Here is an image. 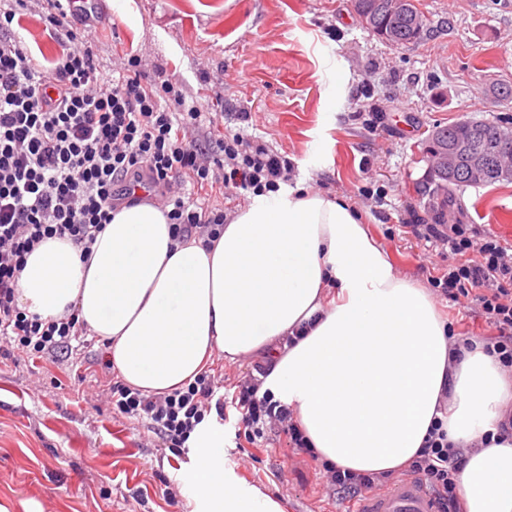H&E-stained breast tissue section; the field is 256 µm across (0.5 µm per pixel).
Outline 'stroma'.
Masks as SVG:
<instances>
[{"instance_id": "1", "label": "stroma", "mask_w": 512, "mask_h": 512, "mask_svg": "<svg viewBox=\"0 0 512 512\" xmlns=\"http://www.w3.org/2000/svg\"><path fill=\"white\" fill-rule=\"evenodd\" d=\"M111 20L89 37L99 73L125 56L179 80L201 103L221 98L220 130L243 132L288 157L294 184L341 197L361 217L398 274L421 286L456 258L406 230L428 217L415 186L433 127L464 119L512 126L491 83H512V11L502 0H417L430 33L393 47L364 29L351 0H108ZM46 66L58 51L38 14L11 27ZM385 120L378 130L373 113ZM449 222L512 245V182L459 190ZM453 336L488 327L467 299L435 297ZM102 340L66 358L0 352V505L9 512H192L180 477L188 455L159 446L144 420L78 399L102 373ZM224 432V464L280 499L286 512H349L353 497L327 487L321 462L272 434L256 462Z\"/></svg>"}]
</instances>
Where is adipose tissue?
<instances>
[{
	"instance_id": "ef3b65f1",
	"label": "adipose tissue",
	"mask_w": 512,
	"mask_h": 512,
	"mask_svg": "<svg viewBox=\"0 0 512 512\" xmlns=\"http://www.w3.org/2000/svg\"><path fill=\"white\" fill-rule=\"evenodd\" d=\"M91 259L42 242L18 306L77 312L109 344L127 385L152 394L194 381L214 354L268 359L261 391L292 411L320 461L377 475L418 456L446 402L463 446L466 512H512V442L481 446L512 398V374L481 344L453 357L426 288L399 277L341 198L304 187L254 196L221 238L173 243L157 208L120 207ZM193 512H285L224 467V427L207 417L186 442Z\"/></svg>"
}]
</instances>
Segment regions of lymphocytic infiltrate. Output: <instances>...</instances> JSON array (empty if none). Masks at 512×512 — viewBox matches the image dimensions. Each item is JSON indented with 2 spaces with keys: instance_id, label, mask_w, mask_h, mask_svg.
<instances>
[{
  "instance_id": "obj_1",
  "label": "lymphocytic infiltrate",
  "mask_w": 512,
  "mask_h": 512,
  "mask_svg": "<svg viewBox=\"0 0 512 512\" xmlns=\"http://www.w3.org/2000/svg\"><path fill=\"white\" fill-rule=\"evenodd\" d=\"M41 20L60 51L51 66L33 60L21 38L9 34L29 0L0 7V340L28 356L69 354L91 330L76 314L44 319L17 305L26 258L49 238L71 241L89 257L91 246L119 205H134L138 186L152 188L177 242L214 243L228 217L212 199L230 192H278L293 165L284 155L239 133L212 137V113L187 102L179 83H152L139 56L118 74H98L84 31L67 27L68 0H47ZM413 233L449 247L456 265L432 277L452 298H471L491 330L485 351L512 367V252L496 237L474 240L463 224H416ZM255 376L222 391L200 373L185 388L163 395L116 382L102 390L128 416L149 419L168 448L183 447L206 413L236 422V436L256 444L282 429L292 447L314 450L291 411L260 393ZM465 458L434 419L410 471L439 499L441 512H461L457 495Z\"/></svg>"
}]
</instances>
